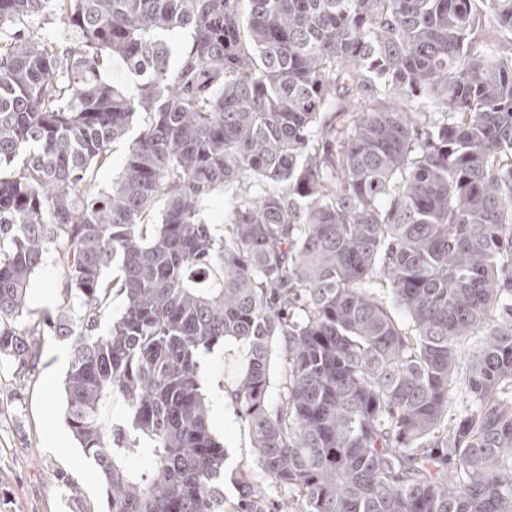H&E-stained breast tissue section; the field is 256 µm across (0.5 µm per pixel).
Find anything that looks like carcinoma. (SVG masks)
Returning <instances> with one entry per match:
<instances>
[{"instance_id":"cac0c4a2","label":"carcinoma","mask_w":512,"mask_h":512,"mask_svg":"<svg viewBox=\"0 0 512 512\" xmlns=\"http://www.w3.org/2000/svg\"><path fill=\"white\" fill-rule=\"evenodd\" d=\"M486 2L0 0V358L70 341L106 512H226L228 479L232 512H512V0ZM50 11L71 46L20 30ZM161 31L189 33L175 65ZM249 182L216 234L203 201ZM51 253L62 302L20 328ZM226 340L261 481L210 427ZM102 76L106 81L128 93L135 92L138 84L141 83V77L132 73L118 57L106 63ZM135 127L126 140L118 141L112 145L111 161L108 165L100 168L94 175L96 192L108 191L112 187V181L117 179L122 172L124 161L128 153V145L132 138L137 134Z\"/></svg>"}]
</instances>
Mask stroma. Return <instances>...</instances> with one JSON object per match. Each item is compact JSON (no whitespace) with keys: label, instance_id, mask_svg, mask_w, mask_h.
<instances>
[{"label":"stroma","instance_id":"35a3bbf8","mask_svg":"<svg viewBox=\"0 0 512 512\" xmlns=\"http://www.w3.org/2000/svg\"><path fill=\"white\" fill-rule=\"evenodd\" d=\"M54 260L32 277L19 322L30 326L60 300ZM70 360L68 342L43 339L31 376L18 379L0 361V512H105L98 469L79 448L63 420L62 380ZM244 368V349L227 341L203 355L201 378L211 405V427L224 445L227 470L252 464L247 425L226 398Z\"/></svg>","mask_w":512,"mask_h":512}]
</instances>
